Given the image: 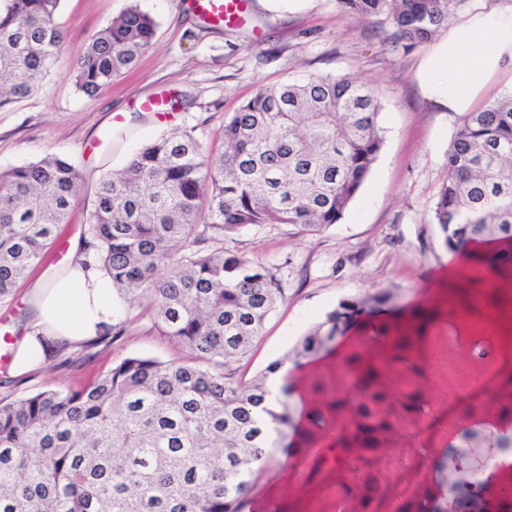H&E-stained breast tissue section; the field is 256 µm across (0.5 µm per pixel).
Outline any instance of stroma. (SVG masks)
Here are the masks:
<instances>
[{
	"label": "stroma",
	"instance_id": "stroma-1",
	"mask_svg": "<svg viewBox=\"0 0 512 512\" xmlns=\"http://www.w3.org/2000/svg\"><path fill=\"white\" fill-rule=\"evenodd\" d=\"M135 1L158 22L153 46L106 90L92 97L77 93L74 63L92 36ZM58 22L63 42L52 73L31 97L0 110V170L51 153L80 168L82 189L59 227L60 245L70 247L81 236L101 179L123 168L147 141L192 126L217 156L224 151L225 118L259 89L311 77L355 78L381 101L384 145L340 223L313 235L288 224L265 225L224 240L226 251L263 264L283 290L243 370L251 377L282 359L343 298L389 290L408 305L444 302L447 290L438 277L448 267V252L433 208L459 118L435 111L418 87L417 68L430 44L404 50L384 18L353 16L338 0L276 9L249 0V21L240 27L202 20L189 0H61ZM156 95L174 105L166 117L140 107ZM57 265V259L45 260L17 284L13 301L0 306V336H18L33 285ZM116 305L124 335L96 347L90 358L65 364L52 356L20 383L0 384V397L70 385L134 354L178 357L152 331L138 301L121 298Z\"/></svg>",
	"mask_w": 512,
	"mask_h": 512
}]
</instances>
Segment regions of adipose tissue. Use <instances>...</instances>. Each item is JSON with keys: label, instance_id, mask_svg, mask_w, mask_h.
<instances>
[{"label": "adipose tissue", "instance_id": "obj_1", "mask_svg": "<svg viewBox=\"0 0 512 512\" xmlns=\"http://www.w3.org/2000/svg\"><path fill=\"white\" fill-rule=\"evenodd\" d=\"M512 78V5L483 0L481 8L451 29L422 60L417 80L437 111H473L490 84ZM115 290L105 271L69 262L48 269L32 287V317L13 347L9 366L23 374L43 366L53 347L77 346L111 324Z\"/></svg>", "mask_w": 512, "mask_h": 512}]
</instances>
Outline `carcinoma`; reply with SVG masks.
<instances>
[{
	"label": "carcinoma",
	"mask_w": 512,
	"mask_h": 512,
	"mask_svg": "<svg viewBox=\"0 0 512 512\" xmlns=\"http://www.w3.org/2000/svg\"><path fill=\"white\" fill-rule=\"evenodd\" d=\"M466 0H339L349 14L382 17L411 50L448 28L450 3ZM60 0H4L0 7V109L38 91L61 47ZM158 23L135 3L92 37L74 66L75 89L94 95L154 42ZM381 104L356 79L311 78L263 88L224 121V157L214 164L197 126L147 142L101 181L79 254L100 266L125 297L144 302L152 329L186 352L163 361L132 355L78 387L0 398V512H246L253 478L273 470L275 451L316 447L323 410L344 420L335 440L354 449L350 470L374 467L393 438L375 405L396 400L418 413L420 344L377 318L405 310L377 290L347 297L301 337L300 367L320 360L352 330L386 341L365 372L362 347L339 358L331 380L313 378L295 423L286 399L273 405L269 364L247 381L236 363L261 335L282 297L260 263L224 251V237L252 226L289 224L321 232L339 223L383 146ZM448 175L433 221L446 248L500 243L480 271L512 277V96L462 118L448 148ZM82 182L68 158L47 154L0 172V304L42 260ZM512 448V435L458 427L437 468L468 481L448 498L404 502L402 512H464L487 489L484 448ZM338 492L375 512L376 472Z\"/></svg>",
	"instance_id": "carcinoma-1"
}]
</instances>
